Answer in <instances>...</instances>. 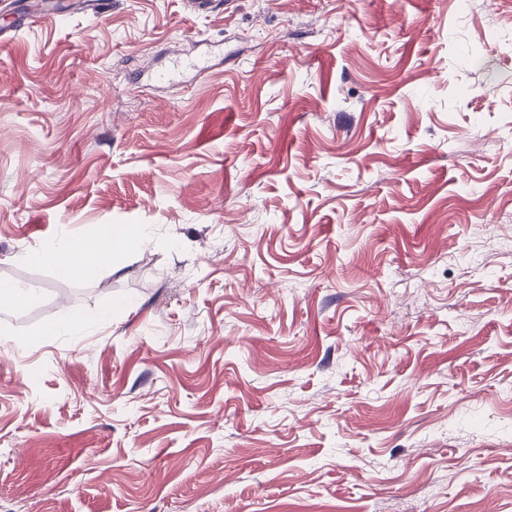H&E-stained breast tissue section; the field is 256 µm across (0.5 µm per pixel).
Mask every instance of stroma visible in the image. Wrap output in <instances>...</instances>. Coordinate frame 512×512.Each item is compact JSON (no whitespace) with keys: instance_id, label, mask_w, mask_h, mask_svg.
Here are the masks:
<instances>
[{"instance_id":"obj_1","label":"stroma","mask_w":512,"mask_h":512,"mask_svg":"<svg viewBox=\"0 0 512 512\" xmlns=\"http://www.w3.org/2000/svg\"><path fill=\"white\" fill-rule=\"evenodd\" d=\"M511 17L68 2L0 44V281L40 296L0 308V512H512ZM106 224L144 238L95 277L28 259Z\"/></svg>"}]
</instances>
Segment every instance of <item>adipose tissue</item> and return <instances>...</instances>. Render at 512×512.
Listing matches in <instances>:
<instances>
[{"mask_svg": "<svg viewBox=\"0 0 512 512\" xmlns=\"http://www.w3.org/2000/svg\"><path fill=\"white\" fill-rule=\"evenodd\" d=\"M133 236L130 225H108L86 245L78 247L70 239L62 238L31 253L29 259L52 267L66 278L89 277L95 275L100 267L111 264L113 244L130 241Z\"/></svg>", "mask_w": 512, "mask_h": 512, "instance_id": "adipose-tissue-1", "label": "adipose tissue"}]
</instances>
